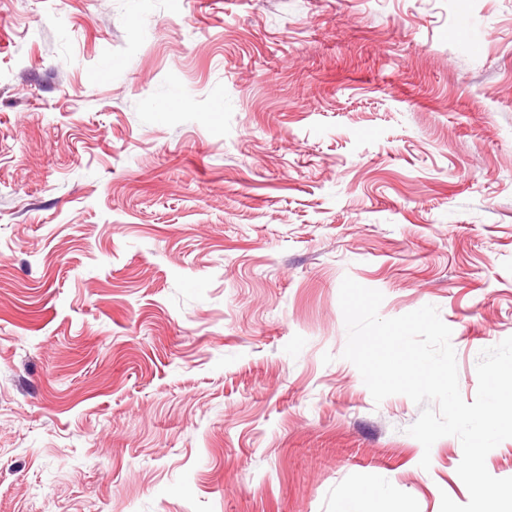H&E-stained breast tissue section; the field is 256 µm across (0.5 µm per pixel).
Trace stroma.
<instances>
[{"label": "stroma", "instance_id": "1", "mask_svg": "<svg viewBox=\"0 0 512 512\" xmlns=\"http://www.w3.org/2000/svg\"><path fill=\"white\" fill-rule=\"evenodd\" d=\"M512 336V0H0V512H440L344 277ZM429 468H421L422 457Z\"/></svg>", "mask_w": 512, "mask_h": 512}]
</instances>
